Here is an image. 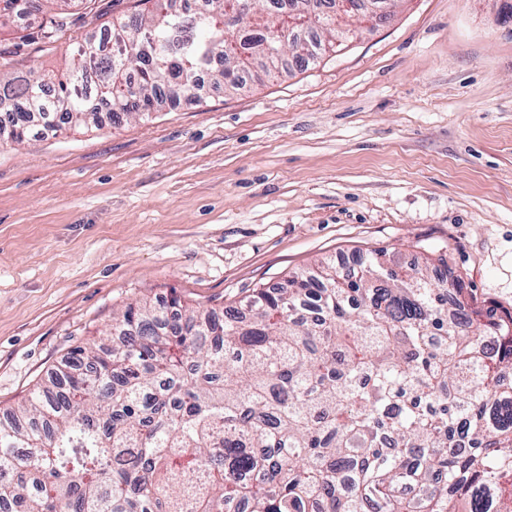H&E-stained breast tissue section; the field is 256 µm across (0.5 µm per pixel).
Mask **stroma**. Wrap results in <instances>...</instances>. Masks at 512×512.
I'll return each instance as SVG.
<instances>
[{
    "label": "stroma",
    "instance_id": "stroma-1",
    "mask_svg": "<svg viewBox=\"0 0 512 512\" xmlns=\"http://www.w3.org/2000/svg\"><path fill=\"white\" fill-rule=\"evenodd\" d=\"M504 0H397L342 50L119 125L0 140V412L141 297L245 308L373 249L446 248L512 311V24ZM135 0L0 27V73L60 72Z\"/></svg>",
    "mask_w": 512,
    "mask_h": 512
}]
</instances>
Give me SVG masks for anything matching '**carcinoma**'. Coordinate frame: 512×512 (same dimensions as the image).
<instances>
[{
	"mask_svg": "<svg viewBox=\"0 0 512 512\" xmlns=\"http://www.w3.org/2000/svg\"><path fill=\"white\" fill-rule=\"evenodd\" d=\"M59 0H0V19ZM203 0L190 15L137 0L67 72L0 77V139L118 124L175 104L212 73L242 86L347 37L340 0ZM439 263L369 252L258 288L235 307L139 300L112 347L74 349L0 416L6 512H512V312L474 306Z\"/></svg>",
	"mask_w": 512,
	"mask_h": 512,
	"instance_id": "obj_1",
	"label": "carcinoma"
}]
</instances>
